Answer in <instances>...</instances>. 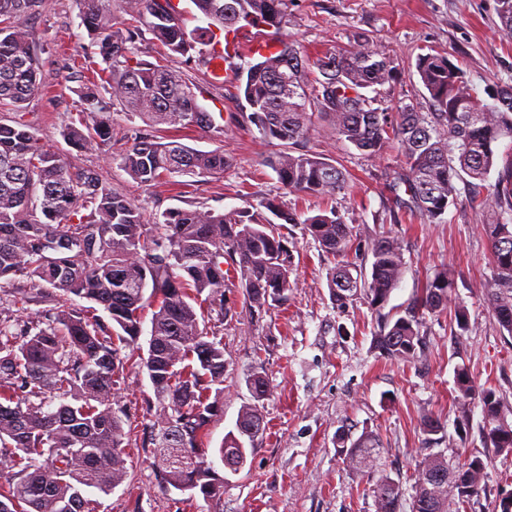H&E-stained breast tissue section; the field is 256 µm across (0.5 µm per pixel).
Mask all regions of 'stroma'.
<instances>
[{
    "mask_svg": "<svg viewBox=\"0 0 512 512\" xmlns=\"http://www.w3.org/2000/svg\"><path fill=\"white\" fill-rule=\"evenodd\" d=\"M498 6V0H288L282 36L313 57L369 36L399 63V80L380 87L377 107L396 112L411 105L427 112L431 105L414 68L423 49L461 63L483 102L512 85V40L499 32ZM81 8L80 0H38L26 19L35 44L50 43L57 50L40 56L41 87L24 103V119L71 170L96 171L134 195L149 221L189 205L221 213L252 209L273 196L285 207L310 214L335 208L353 234L347 262L361 264V249L375 234L384 231L399 238L406 268L389 307L406 311L427 278L447 268L454 274L456 302L469 313L463 330L448 313L425 316L416 358H379L372 347L377 316L367 299L336 308L328 288L331 264L317 242L302 225L282 226L294 255L287 303L254 315L244 306L240 289L230 288L229 315L221 319L212 314L200 323L210 339L222 342L226 361L222 410L208 427L210 449L219 448L248 402L245 380L254 367H263L270 384L261 408L265 432L246 465L227 475L223 500L198 497L184 503L182 494L165 482L153 454L152 384L145 368L130 365L114 391L116 408L133 422L126 438L128 476L110 493L91 492L96 512H376L373 488L383 473L402 486L399 512H411L424 438L421 422L427 416L442 423L445 436L438 449L452 466L476 456L487 465L485 489L470 512H502L512 496V455L485 445L479 401L459 406L454 389L456 368H468L477 387L493 388L502 397L505 417L512 423V335L499 328L486 301L493 272L481 231L485 214L462 198L449 208L445 223L404 219L388 189L403 164L397 150L367 158L338 140L324 122L316 123L293 149L343 168L346 188L326 201L284 192L269 165L279 143L267 142L246 121V103L233 84L213 83L201 65L185 61L179 68L200 104L222 112L224 121L219 130L183 129L176 136L198 150L223 149L230 164L188 188L174 178L137 187L123 166L122 145L147 134L139 118L113 108L116 143L103 153L78 152L61 136L64 125L77 116L73 89L79 76L96 68L90 39L80 25ZM365 432L379 441L378 460L350 470L337 440Z\"/></svg>",
    "mask_w": 512,
    "mask_h": 512,
    "instance_id": "35a3bbf8",
    "label": "stroma"
}]
</instances>
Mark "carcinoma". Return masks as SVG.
I'll use <instances>...</instances> for the list:
<instances>
[{
    "label": "carcinoma",
    "instance_id": "obj_1",
    "mask_svg": "<svg viewBox=\"0 0 512 512\" xmlns=\"http://www.w3.org/2000/svg\"><path fill=\"white\" fill-rule=\"evenodd\" d=\"M207 25L186 31L172 0H84L80 24L91 36L101 67L73 89L78 119L61 131L69 146L102 152L112 139V102L150 127L209 129L215 116L202 107L177 63L207 65L216 38L242 25L265 26L278 44L273 54H256L235 67L233 81L251 109L259 133L286 146L304 137L317 120L362 154L375 158L389 147L403 157L388 187L409 217L441 224L448 208L465 194L471 207L488 216L482 231L490 246L493 285L487 301L500 328L512 335V157L498 156L512 137V86L497 91L494 103L479 100L459 66L431 49L419 53L415 69L432 112L405 106L396 113L372 107L369 93L398 79L395 59L366 37L346 49L314 60L279 38L288 0H191ZM36 0H0V102L16 109L37 90L39 58L24 19ZM129 16L118 26L114 10ZM500 33L512 39V0H499ZM167 48L171 63L141 58L145 34ZM318 76L309 81L308 74ZM123 164L140 187L167 177L202 178L224 171L221 149L200 151L154 135L134 139ZM288 193L333 196L346 176L322 157L280 151L272 162ZM494 182H489L492 169ZM404 190L408 200L398 195ZM283 224H302L328 258L345 255L351 230L335 209L305 216L283 209L277 198L260 200ZM148 236L135 198L103 182L97 172L73 173L60 155L28 129L19 112L0 120V281L24 280L42 297L57 296L49 318L0 325V512H95L84 492L107 494L127 477L124 420L112 394L142 333L145 290L152 312L147 371L159 407L157 457L174 490L219 501L224 477L207 463V428L218 415L224 392V346L200 330L199 297L225 317L224 289L240 273L244 302L251 310L281 307L291 287L292 254L277 224L247 208L214 213L174 208L155 221ZM370 268L337 264L329 279L336 306L363 292L384 309L401 280L404 257L397 238L373 237ZM454 277L445 270L426 282L404 315H378L374 348L390 360H408L420 343L423 315L453 309L457 326L466 310L452 305ZM76 296L101 306L108 326ZM459 399L475 386L466 368L456 372ZM252 403L238 415L218 454L235 472L247 462L264 432L259 402L269 393L261 372L246 379ZM59 404L51 406L54 399ZM483 438L497 452L512 455V423L500 396L478 392ZM424 443L439 442L441 423L423 422ZM352 470L371 461L375 436L341 439ZM487 464L479 457L457 468L441 453L418 464L411 512H461L482 490ZM400 483L381 476L374 488L376 512H396Z\"/></svg>",
    "mask_w": 512,
    "mask_h": 512
}]
</instances>
